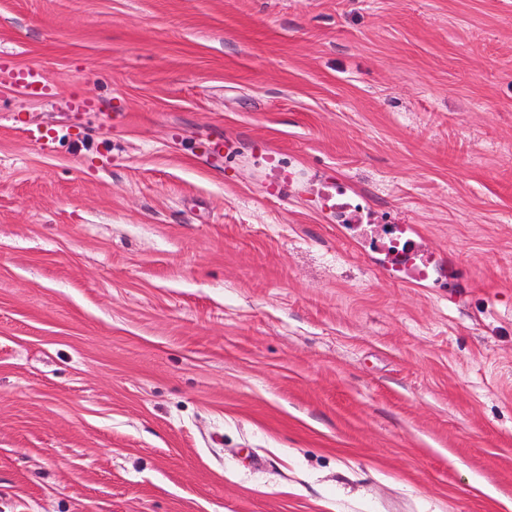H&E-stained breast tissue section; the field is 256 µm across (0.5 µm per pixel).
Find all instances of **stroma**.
I'll list each match as a JSON object with an SVG mask.
<instances>
[{
    "label": "stroma",
    "instance_id": "stroma-1",
    "mask_svg": "<svg viewBox=\"0 0 512 512\" xmlns=\"http://www.w3.org/2000/svg\"><path fill=\"white\" fill-rule=\"evenodd\" d=\"M509 501L512 0H0V512Z\"/></svg>",
    "mask_w": 512,
    "mask_h": 512
}]
</instances>
